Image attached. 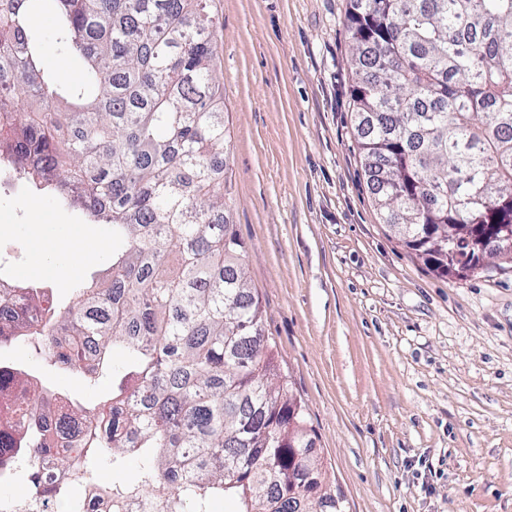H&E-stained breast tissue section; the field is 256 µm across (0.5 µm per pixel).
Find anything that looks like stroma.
I'll use <instances>...</instances> for the list:
<instances>
[{"label":"stroma","instance_id":"35a3bbf8","mask_svg":"<svg viewBox=\"0 0 512 512\" xmlns=\"http://www.w3.org/2000/svg\"><path fill=\"white\" fill-rule=\"evenodd\" d=\"M346 11L347 0L218 2L228 205L246 272L346 512H512V263L448 277L382 223L352 128ZM0 209L14 284L63 304L105 274L93 256L27 277L30 227L108 242L111 225L34 189ZM0 362L84 408L112 389L20 339L0 345Z\"/></svg>","mask_w":512,"mask_h":512}]
</instances>
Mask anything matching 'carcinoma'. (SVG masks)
<instances>
[{
    "instance_id": "obj_1",
    "label": "carcinoma",
    "mask_w": 512,
    "mask_h": 512,
    "mask_svg": "<svg viewBox=\"0 0 512 512\" xmlns=\"http://www.w3.org/2000/svg\"><path fill=\"white\" fill-rule=\"evenodd\" d=\"M38 2L0 0V112L14 114L0 150L126 247L27 334L66 369L112 373V396L65 414L84 431L59 450L50 392L20 388L0 364L25 429H0V466L16 460L34 492L65 498L50 457L118 505L145 494L153 512H210L217 498L238 512H345L309 482L315 438L230 221L215 0H53L59 42L82 61L67 81L42 67ZM348 2L352 114L381 219L441 273H473L470 226L512 225V0ZM37 293L18 289L0 321ZM111 345L130 360L111 364ZM136 452L134 479L103 480Z\"/></svg>"
}]
</instances>
